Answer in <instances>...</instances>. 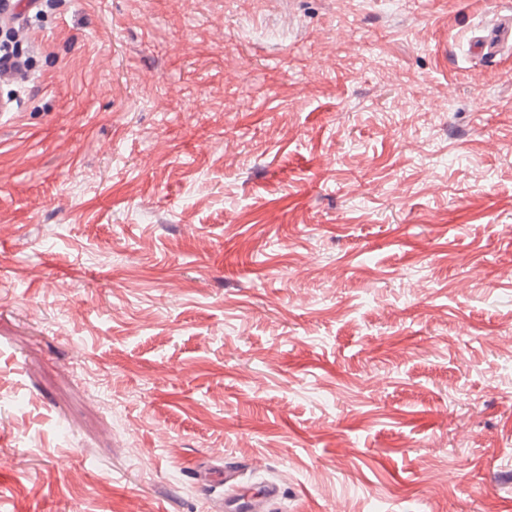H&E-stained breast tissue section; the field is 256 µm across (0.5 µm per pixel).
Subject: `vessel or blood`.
Masks as SVG:
<instances>
[{"instance_id":"b4317fda","label":"vessel or blood","mask_w":512,"mask_h":512,"mask_svg":"<svg viewBox=\"0 0 512 512\" xmlns=\"http://www.w3.org/2000/svg\"><path fill=\"white\" fill-rule=\"evenodd\" d=\"M512 48V14L496 16L486 21L483 33L472 42V55L481 61L495 59L500 53ZM221 450L210 452L215 464L195 471L199 484L209 492L223 489L224 495L217 500L216 512H273L281 495V489L273 483L256 487L238 483L240 469L221 460Z\"/></svg>"}]
</instances>
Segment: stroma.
<instances>
[{"label": "stroma", "mask_w": 512, "mask_h": 512, "mask_svg": "<svg viewBox=\"0 0 512 512\" xmlns=\"http://www.w3.org/2000/svg\"><path fill=\"white\" fill-rule=\"evenodd\" d=\"M512 0H54L1 85L0 512H512ZM432 112L422 129L409 102ZM512 48V14L495 16L483 25V35L472 42V55L481 61L495 59L505 49ZM241 469L228 461L223 466L198 467L196 479L208 492L224 488V496L217 500L213 510L219 512H272L281 495L274 483L257 487L241 486L238 483Z\"/></svg>", "instance_id": "35a3bbf8"}]
</instances>
